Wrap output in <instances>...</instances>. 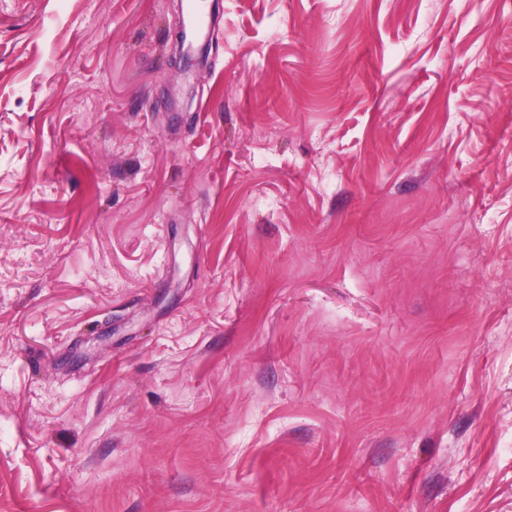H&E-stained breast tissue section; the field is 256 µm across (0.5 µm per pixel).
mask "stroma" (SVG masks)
Wrapping results in <instances>:
<instances>
[{"label":"stroma","instance_id":"stroma-1","mask_svg":"<svg viewBox=\"0 0 512 512\" xmlns=\"http://www.w3.org/2000/svg\"><path fill=\"white\" fill-rule=\"evenodd\" d=\"M0 0V512H512V0ZM202 0L187 1L188 27L186 39L189 40L188 47H193V42L205 36H212L214 27L202 6Z\"/></svg>","mask_w":512,"mask_h":512}]
</instances>
